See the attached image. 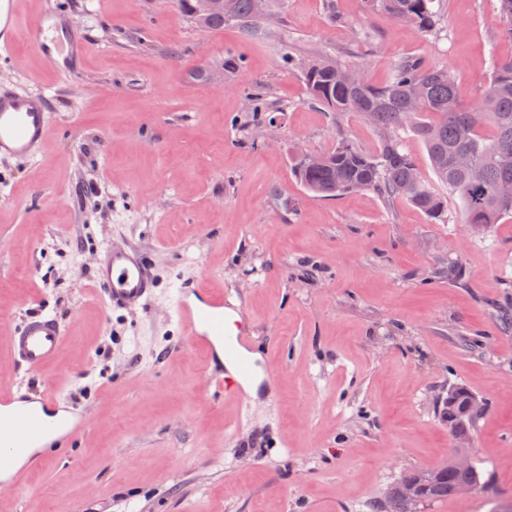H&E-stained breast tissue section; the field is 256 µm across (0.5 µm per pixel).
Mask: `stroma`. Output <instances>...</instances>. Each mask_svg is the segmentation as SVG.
<instances>
[{
    "instance_id": "35a3bbf8",
    "label": "stroma",
    "mask_w": 512,
    "mask_h": 512,
    "mask_svg": "<svg viewBox=\"0 0 512 512\" xmlns=\"http://www.w3.org/2000/svg\"><path fill=\"white\" fill-rule=\"evenodd\" d=\"M53 4L89 44L76 77L23 45L0 60V84L47 96L52 127L35 158L0 159V384L52 392L88 425L0 494V512H366L447 460L439 407L457 385L486 404L471 455L496 498L422 512L511 506L512 215L475 232L453 200L435 224L370 191L315 196L291 172L342 133L379 143L360 114L310 100L301 62L331 55L382 85L392 56H418L448 67L469 105L491 61L512 57L497 0H441L438 36L363 0H336L334 19L324 0H270L259 40L200 27L178 0ZM115 242L152 261L145 308L104 301L96 268ZM199 282L231 295L253 353L276 366L272 401L212 386L173 314ZM39 314L65 336L30 372L7 339Z\"/></svg>"
}]
</instances>
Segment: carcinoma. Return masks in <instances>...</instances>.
Here are the masks:
<instances>
[{"mask_svg": "<svg viewBox=\"0 0 512 512\" xmlns=\"http://www.w3.org/2000/svg\"><path fill=\"white\" fill-rule=\"evenodd\" d=\"M366 8L419 33L439 29L438 0H365ZM224 15L203 21L209 29L232 23L248 36L260 34L261 17L254 0H224ZM502 32L512 38V0H497ZM309 98L330 112L369 114L383 133L378 150L360 148L348 135L321 154V163L311 166L306 155H297L292 171L300 183L321 197L372 190L384 200L403 198L432 221H445L447 196L459 203L462 223L477 224L485 230L512 214V197L500 199L494 188L512 182V59L496 60L488 83L476 104L466 107L446 66L426 67L411 55H397L389 62V79L382 86L360 80L358 69L323 58L302 66ZM492 135L482 133L485 122ZM410 132L425 146L433 180L419 176L417 186L407 188L418 171L404 146L402 133ZM467 151L473 168L462 170L455 155ZM466 389L457 388L442 408L441 417L451 421L461 435L476 427L461 405ZM417 481L424 502L436 503L458 495L461 484H470L485 494L488 484L482 469L472 463L461 471L445 461L433 468L413 470L404 475Z\"/></svg>", "mask_w": 512, "mask_h": 512, "instance_id": "cac0c4a2", "label": "carcinoma"}]
</instances>
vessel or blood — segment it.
Masks as SVG:
<instances>
[{"instance_id":"obj_1","label":"vessel or blood","mask_w":512,"mask_h":512,"mask_svg":"<svg viewBox=\"0 0 512 512\" xmlns=\"http://www.w3.org/2000/svg\"><path fill=\"white\" fill-rule=\"evenodd\" d=\"M17 0H0V50H12L23 41L48 65L61 74L73 73L72 56L83 55L88 45L75 31L66 39L49 36L44 22L20 27ZM50 130V113L44 96L0 85V158L34 157ZM97 283L111 308L146 306L156 279L146 253L129 247L109 248L97 267ZM223 294L206 288L180 292L174 302L178 324L192 339L193 347L223 359L220 381L225 395L249 400V388H273L277 370L273 365L257 368L248 358L251 338L246 329L226 331ZM64 332L50 316L26 321L10 338L14 359L29 370L41 371L53 364L62 348ZM53 395L36 400L18 397L14 391H0V475L12 473L15 460L32 448L67 445L81 424L72 412L47 420L54 411Z\"/></svg>"}]
</instances>
